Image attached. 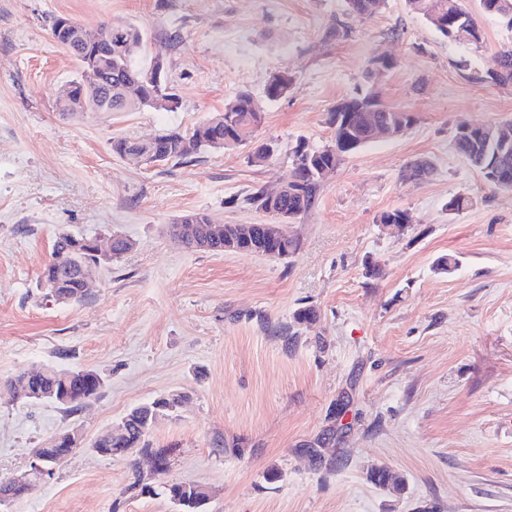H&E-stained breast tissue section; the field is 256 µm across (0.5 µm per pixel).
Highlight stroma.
Returning <instances> with one entry per match:
<instances>
[{
    "label": "stroma",
    "mask_w": 512,
    "mask_h": 512,
    "mask_svg": "<svg viewBox=\"0 0 512 512\" xmlns=\"http://www.w3.org/2000/svg\"><path fill=\"white\" fill-rule=\"evenodd\" d=\"M464 3L476 45L444 38L405 0L348 19L345 37L330 29L346 0H0V379L53 365L106 380L71 415L0 394V483L58 432L80 436L53 478L0 512H174L165 495L127 490L148 459L92 448L170 392L188 399L151 439L173 448L167 480L208 490L204 512H512V192L488 187L454 143L460 123H512V84L482 79L512 31ZM59 15L139 27L178 109L61 114L54 91L79 69L50 35ZM382 53L394 67L371 71ZM277 72L293 84L265 100ZM244 89L265 113L257 141L279 147L267 166L247 146L159 166L112 151L118 137L191 129ZM365 93L415 122L342 161L288 227L296 254L193 251L168 235L192 212L269 223L246 196L288 180L296 142L328 143L329 110ZM414 161L427 173L403 181ZM459 194L469 206L449 212ZM395 208L404 230L379 222ZM62 232L132 243L78 303L37 286ZM450 253L457 270L438 272ZM306 304L318 321L294 324ZM379 468L403 490L376 486Z\"/></svg>",
    "instance_id": "35a3bbf8"
}]
</instances>
